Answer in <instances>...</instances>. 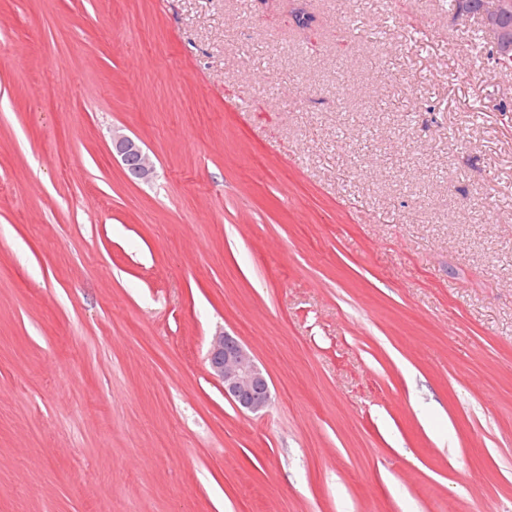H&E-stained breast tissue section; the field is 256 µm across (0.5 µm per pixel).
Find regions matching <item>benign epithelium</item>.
I'll list each match as a JSON object with an SVG mask.
<instances>
[{"label": "benign epithelium", "instance_id": "1", "mask_svg": "<svg viewBox=\"0 0 512 512\" xmlns=\"http://www.w3.org/2000/svg\"><path fill=\"white\" fill-rule=\"evenodd\" d=\"M483 15L494 31L495 50L499 61L512 58V30L503 21L512 17V0H486ZM112 152L121 157L128 175L139 181H149L155 173L150 156L132 138L112 134ZM211 373L223 384L224 397L244 413L258 414L271 403V391L266 372L254 355L236 336L220 333L210 343L207 357Z\"/></svg>", "mask_w": 512, "mask_h": 512}]
</instances>
